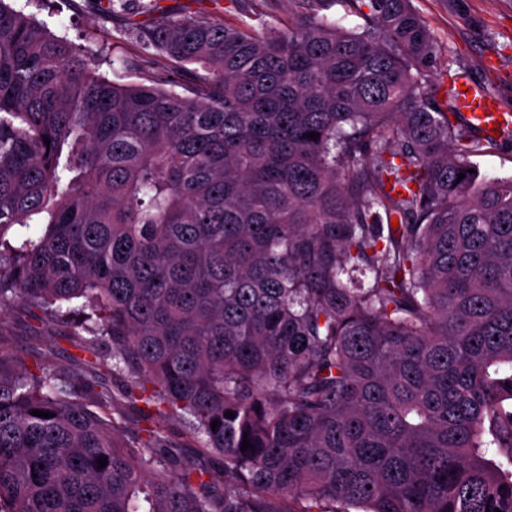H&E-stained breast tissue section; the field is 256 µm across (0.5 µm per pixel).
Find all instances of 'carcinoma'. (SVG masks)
<instances>
[{
    "instance_id": "cac0c4a2",
    "label": "carcinoma",
    "mask_w": 512,
    "mask_h": 512,
    "mask_svg": "<svg viewBox=\"0 0 512 512\" xmlns=\"http://www.w3.org/2000/svg\"><path fill=\"white\" fill-rule=\"evenodd\" d=\"M335 2L138 24L122 83L0 0V308L80 351L0 344V512H512V177L411 0ZM495 146L485 155L477 157L481 176L487 178H502L512 176V137L495 142ZM157 425L167 432L170 440L179 448H183L187 457L194 456L195 448L189 435L186 434L184 425L178 421L169 420L167 418H159Z\"/></svg>"
}]
</instances>
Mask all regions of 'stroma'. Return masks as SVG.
<instances>
[{"instance_id": "stroma-1", "label": "stroma", "mask_w": 512, "mask_h": 512, "mask_svg": "<svg viewBox=\"0 0 512 512\" xmlns=\"http://www.w3.org/2000/svg\"><path fill=\"white\" fill-rule=\"evenodd\" d=\"M145 0H124L112 15L109 0H46L36 16L56 35L66 37L84 54L100 59L99 71L111 80L135 82L138 72L125 71L124 60L144 58L136 39L124 32L125 21L154 22L200 12L219 22H263L279 29L309 9L308 0H159L160 11L144 13ZM434 36L439 82L461 74L498 96L512 108V0H412ZM6 345L34 366L36 344L50 345L52 363H65L74 349L59 331L49 328L33 336L30 318L15 308L0 313Z\"/></svg>"}]
</instances>
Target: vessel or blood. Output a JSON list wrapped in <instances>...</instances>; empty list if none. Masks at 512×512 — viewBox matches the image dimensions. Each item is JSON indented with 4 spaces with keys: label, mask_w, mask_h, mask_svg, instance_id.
Listing matches in <instances>:
<instances>
[{
    "label": "vessel or blood",
    "mask_w": 512,
    "mask_h": 512,
    "mask_svg": "<svg viewBox=\"0 0 512 512\" xmlns=\"http://www.w3.org/2000/svg\"><path fill=\"white\" fill-rule=\"evenodd\" d=\"M452 94L453 106L462 119L483 136L499 131L501 136L512 135V110L505 108L499 99L483 88L457 79Z\"/></svg>",
    "instance_id": "obj_1"
}]
</instances>
